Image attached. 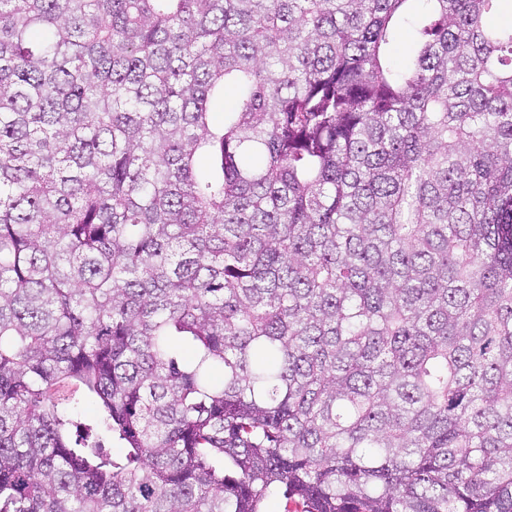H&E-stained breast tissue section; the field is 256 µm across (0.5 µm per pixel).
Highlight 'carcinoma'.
Here are the masks:
<instances>
[{"mask_svg": "<svg viewBox=\"0 0 512 512\" xmlns=\"http://www.w3.org/2000/svg\"><path fill=\"white\" fill-rule=\"evenodd\" d=\"M412 2L0 0V512H512V0Z\"/></svg>", "mask_w": 512, "mask_h": 512, "instance_id": "cac0c4a2", "label": "carcinoma"}]
</instances>
